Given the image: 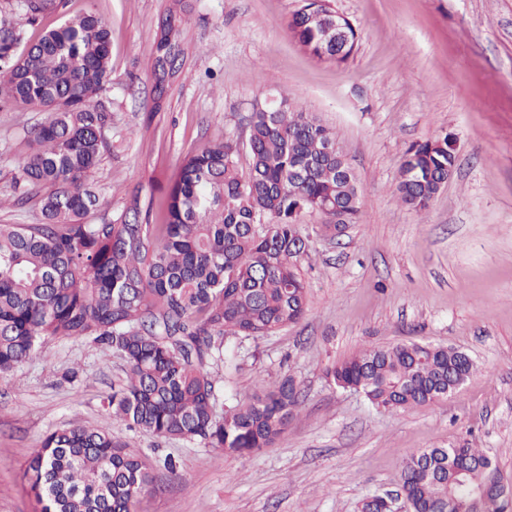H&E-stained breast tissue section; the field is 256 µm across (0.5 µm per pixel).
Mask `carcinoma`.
Segmentation results:
<instances>
[{
    "instance_id": "obj_1",
    "label": "carcinoma",
    "mask_w": 512,
    "mask_h": 512,
    "mask_svg": "<svg viewBox=\"0 0 512 512\" xmlns=\"http://www.w3.org/2000/svg\"><path fill=\"white\" fill-rule=\"evenodd\" d=\"M55 0H16L0 9V108L47 114L35 150L13 189H42L35 224H0V377L36 357L48 337L90 338L127 365L125 383L104 410L129 429L199 441L230 454L271 446L299 403L293 379L267 384L217 413V378L229 336L254 339L298 323L307 311V256L301 217L317 213L334 238L361 209L336 134L299 104L263 101L248 120L247 176L238 145L205 146L185 158L169 190L165 223L141 224L134 193L114 221H88L100 202L92 173L112 144L102 92L112 81L110 30L93 12L64 19L28 41L30 23ZM343 34L336 37V24ZM185 17L158 37L150 63H175ZM288 32L311 55L345 63L359 34L317 0L293 14ZM448 137L409 147L397 191L415 211L455 168ZM472 360L451 347L372 346L333 363L326 376L374 407L405 410L446 397ZM501 472L484 451L428 448L403 463L400 490L415 512H461L485 492L477 512H512L491 486ZM23 480L36 512H139L153 476L141 456L106 425L73 424L31 449Z\"/></svg>"
}]
</instances>
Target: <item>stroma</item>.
<instances>
[{
    "label": "stroma",
    "instance_id": "stroma-1",
    "mask_svg": "<svg viewBox=\"0 0 512 512\" xmlns=\"http://www.w3.org/2000/svg\"><path fill=\"white\" fill-rule=\"evenodd\" d=\"M361 35L346 64L305 51L287 24L303 0H182V71L152 112L147 73L169 0H56L28 38L83 11L111 34L114 149L93 179L92 222L139 192L140 223L164 221L182 159L245 139L255 102L301 104L335 130L356 176L361 218L334 239L304 218L308 308L300 323L253 340L228 337L218 401L292 378L300 404L268 448L228 454L111 426L151 467L140 512H360L397 488L405 457L475 443L512 478V0H331ZM36 109L0 110V195L33 148ZM451 136L456 169L428 209L396 191L407 149ZM418 342L465 352L476 373L446 399L383 411L329 383L328 365L367 346ZM79 378L64 382L70 367ZM123 361L85 338L52 337L0 378V512H34L22 470L29 449L72 422L104 423ZM173 460L169 473L165 460Z\"/></svg>",
    "mask_w": 512,
    "mask_h": 512
}]
</instances>
